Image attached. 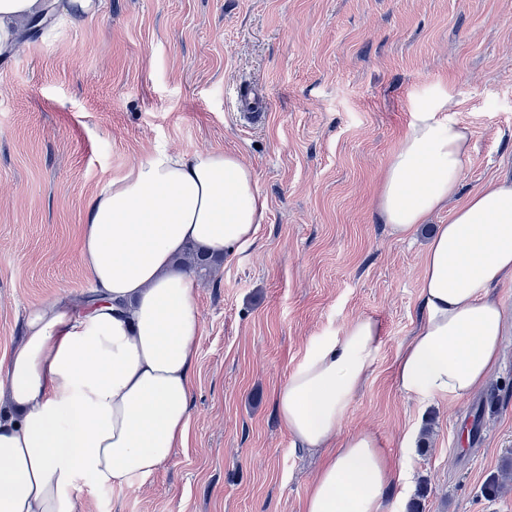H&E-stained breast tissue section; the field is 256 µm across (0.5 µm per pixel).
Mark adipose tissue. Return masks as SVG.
Segmentation results:
<instances>
[{"instance_id":"adipose-tissue-1","label":"adipose tissue","mask_w":512,"mask_h":512,"mask_svg":"<svg viewBox=\"0 0 512 512\" xmlns=\"http://www.w3.org/2000/svg\"><path fill=\"white\" fill-rule=\"evenodd\" d=\"M40 0H0V53L16 47ZM421 108L385 167L377 209L408 236L447 211L425 253L423 322L395 382L417 398L458 400L496 370L505 316L491 296L512 280V180L492 179L450 207L469 158L465 129ZM267 203L254 170L220 150H155L90 200L79 259L94 305L32 309L0 362V512H78L84 486L125 488L184 447L201 332L198 283L180 263L256 240ZM379 346L363 317L314 342L275 397L294 443L326 450L303 512H382L398 479L377 436L344 434Z\"/></svg>"}]
</instances>
